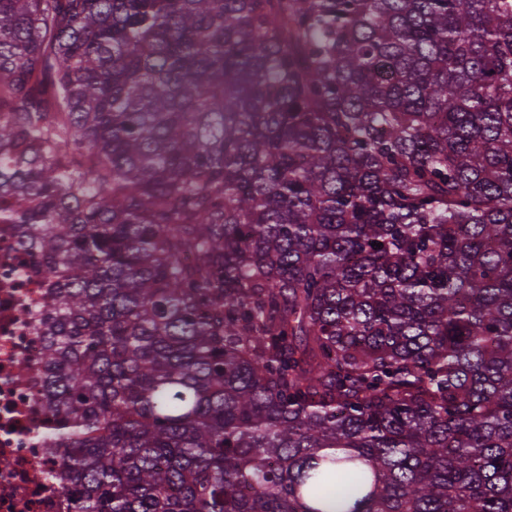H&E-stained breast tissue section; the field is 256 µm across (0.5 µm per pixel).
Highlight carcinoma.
Returning a JSON list of instances; mask_svg holds the SVG:
<instances>
[{
  "mask_svg": "<svg viewBox=\"0 0 512 512\" xmlns=\"http://www.w3.org/2000/svg\"><path fill=\"white\" fill-rule=\"evenodd\" d=\"M0 223L77 512H512V0H0Z\"/></svg>",
  "mask_w": 512,
  "mask_h": 512,
  "instance_id": "obj_1",
  "label": "carcinoma"
}]
</instances>
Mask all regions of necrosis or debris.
I'll use <instances>...</instances> for the list:
<instances>
[{
    "label": "necrosis or debris",
    "mask_w": 512,
    "mask_h": 512,
    "mask_svg": "<svg viewBox=\"0 0 512 512\" xmlns=\"http://www.w3.org/2000/svg\"><path fill=\"white\" fill-rule=\"evenodd\" d=\"M46 277L37 256L0 223V512H76L46 453L52 424L42 407Z\"/></svg>",
    "instance_id": "4bbe7bcc"
}]
</instances>
